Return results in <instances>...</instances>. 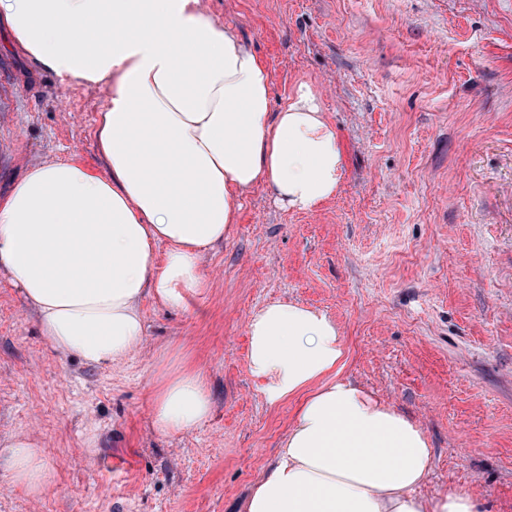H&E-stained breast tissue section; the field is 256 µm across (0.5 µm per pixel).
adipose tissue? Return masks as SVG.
I'll use <instances>...</instances> for the list:
<instances>
[{
	"label": "adipose tissue",
	"mask_w": 512,
	"mask_h": 512,
	"mask_svg": "<svg viewBox=\"0 0 512 512\" xmlns=\"http://www.w3.org/2000/svg\"><path fill=\"white\" fill-rule=\"evenodd\" d=\"M0 26L36 68L109 90L96 130L103 173L46 159L0 193V276L61 355L109 368L141 352L143 300L183 309L208 288L204 254L256 185L300 212L341 186L346 154L319 89L299 83L272 111L266 62L202 0H0ZM247 335L257 391L294 412L241 512H487L464 488L422 495L425 432L341 378L346 348L325 311L275 301L251 314ZM153 387L159 434L211 414L207 379L186 360L160 364ZM0 451L27 496L53 483L36 437Z\"/></svg>",
	"instance_id": "obj_1"
}]
</instances>
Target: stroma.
Returning a JSON list of instances; mask_svg holds the SVG:
<instances>
[{
	"label": "stroma",
	"instance_id": "obj_1",
	"mask_svg": "<svg viewBox=\"0 0 512 512\" xmlns=\"http://www.w3.org/2000/svg\"><path fill=\"white\" fill-rule=\"evenodd\" d=\"M267 63L271 109L318 87L347 153L313 212L247 194L187 310L142 303L143 352L98 368L49 349L0 278V441L31 432L56 469L31 498L0 476V512H238L275 461L291 403L247 368V321L276 300L332 315L341 371L426 432L421 492L466 488L512 512V0H204ZM107 93L37 71L0 39V192L48 156L104 166ZM202 368L213 413L152 429L155 352Z\"/></svg>",
	"mask_w": 512,
	"mask_h": 512
}]
</instances>
